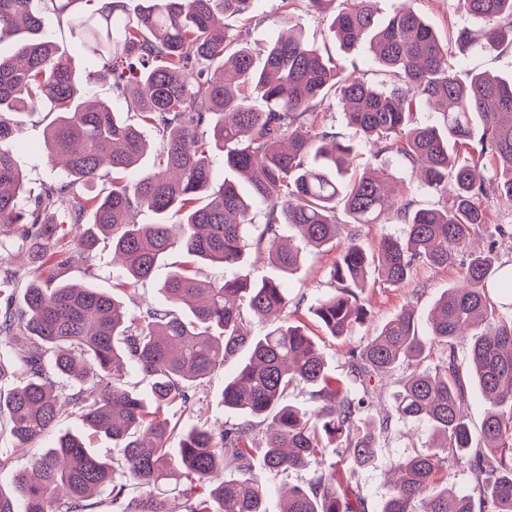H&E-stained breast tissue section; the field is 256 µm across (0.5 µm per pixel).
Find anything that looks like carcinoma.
<instances>
[{
  "label": "carcinoma",
  "instance_id": "carcinoma-1",
  "mask_svg": "<svg viewBox=\"0 0 512 512\" xmlns=\"http://www.w3.org/2000/svg\"><path fill=\"white\" fill-rule=\"evenodd\" d=\"M251 2L142 0L131 17L122 0H0V42L13 44L12 55L0 56V143L28 113L46 112L53 119L44 150L63 164L60 182L30 187L16 154L0 147V251L15 247L26 258L0 279V435L17 448L53 437L14 475L13 491L0 490V512H92L103 490L121 512H172L174 486L184 512H265L256 458L266 471L309 475L289 489L281 512H366L354 484L376 464L396 418L425 425L434 445L396 460L376 512H512V263L468 251L491 223L484 202L512 204V81L485 72L460 79L431 24L402 5L381 21L377 0H345L330 34L343 48L366 49L396 77L392 88L338 75L291 13L288 37L270 44L258 65L250 44L224 27V15ZM456 4L484 24L456 31L459 51L485 38L512 45V0ZM46 13L79 39L87 61L53 40ZM98 70L112 73L113 91L160 140L157 163L133 181L126 174L144 155L143 132L89 98ZM331 96L363 140L395 147L442 200L432 208L400 201L394 216L404 236L383 238L371 253L354 239L344 246L330 270L335 287L314 310L324 331L342 337L364 323L358 290L372 269L402 286L424 264L462 268L427 335L415 311L402 309L350 352L342 385L327 374L314 338L290 322L281 283L255 278L242 262L251 237L270 265L290 274L336 240L337 211L351 224H380L391 208L388 168L352 171L353 146L318 120ZM420 99L438 107V122L412 125ZM217 154L249 194L234 180L216 182ZM259 202L268 207L262 224L252 215ZM135 209L151 221L129 222ZM58 213L67 223L55 221ZM288 226L292 237L283 235ZM101 239L111 240L126 288L149 278L176 245L194 265L234 273L210 281L177 269L160 287L170 307L130 314L115 294L61 279L74 265L93 276ZM23 273L31 280L16 301L8 282ZM246 310L267 323L264 335L246 331ZM465 337L468 371L488 404L476 444L455 354ZM438 347L444 359L431 371L423 363ZM242 352L223 403L244 421L219 432L205 422L179 429L166 409L188 403L193 386ZM128 365L150 379V399L124 381ZM400 366L409 373L377 416L371 379ZM297 384L309 388L306 406L286 400ZM73 415L110 439L118 457L96 453L66 428ZM324 436L338 461H324ZM454 468L469 469L486 490L475 498L439 488Z\"/></svg>",
  "mask_w": 512,
  "mask_h": 512
}]
</instances>
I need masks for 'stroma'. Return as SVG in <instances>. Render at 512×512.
I'll use <instances>...</instances> for the list:
<instances>
[{
  "instance_id": "obj_1",
  "label": "stroma",
  "mask_w": 512,
  "mask_h": 512,
  "mask_svg": "<svg viewBox=\"0 0 512 512\" xmlns=\"http://www.w3.org/2000/svg\"><path fill=\"white\" fill-rule=\"evenodd\" d=\"M409 7L437 30L443 42H451L456 29L469 25L470 20L457 11L453 0H409ZM293 12L302 19L306 39L323 54L332 56L342 67L344 73L360 77L377 87H387L393 77L377 67L371 59L360 50L348 52L336 43L328 32L329 18L308 12L306 0H293L291 6H283L281 0H254L248 13L229 15L224 23L232 31L243 32L248 43L254 49L265 48L269 43L285 34V12ZM459 76L472 72L486 71L505 78L512 77V47L473 46L465 56L455 64ZM321 120L354 146L352 167L364 171L375 160L372 147L365 145L360 136L345 119L342 108L331 104L327 112L321 113ZM50 118L46 113L38 112L27 117L21 134L23 148L20 163L23 173L30 182L55 183L61 176L59 168L48 164L43 153L37 147L44 139V131ZM386 161L394 181L404 197L413 199L416 205L424 207L435 204L439 196L435 190L421 185L415 171L392 151H385L382 158ZM404 231L403 224L395 219H388L382 224L361 226L358 224H341L340 233L333 245L322 248L309 256L292 275L278 274L277 270L266 263L256 261L253 247H246L244 260L252 264L256 277L280 278L290 300V309L294 321L304 325L322 347L327 369L332 376H344L347 371L348 354L351 350L361 348L369 336L391 319L405 305H412L419 316L420 328H427L428 317L435 300L453 284L459 282L461 270L453 266L438 268L422 266L414 279L405 285L392 287L376 284L364 294L367 310L366 321L357 326L350 335L342 338L328 336L315 320L312 312L318 299L331 291L329 272L350 235H357L366 250L377 248L381 237L398 236ZM186 256L180 248H173L165 259L155 268L151 278L138 287L121 292L120 297L128 309H136L142 303L150 302L163 305L164 299L158 292L159 285L167 278L173 267L184 263ZM237 360L225 363L223 369L215 372L198 386L192 402L171 407L170 414L178 420L181 427L188 428L205 421L209 425L238 423L237 414L225 409L222 403L224 380L234 373ZM431 437L426 428L395 423L385 434L377 450L375 468L360 472L358 491L364 498L369 512H375L378 504L388 495L389 468L400 455L415 448L428 447Z\"/></svg>"
}]
</instances>
